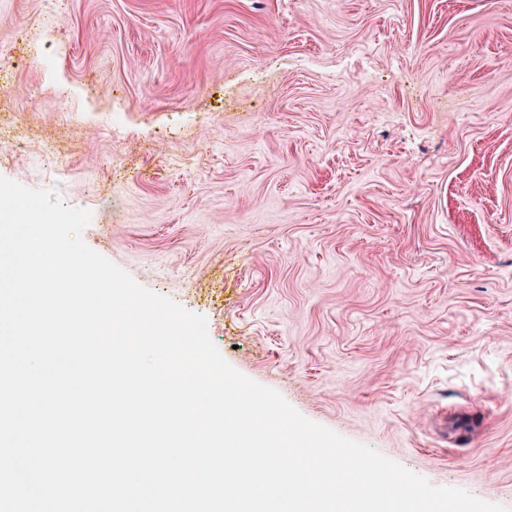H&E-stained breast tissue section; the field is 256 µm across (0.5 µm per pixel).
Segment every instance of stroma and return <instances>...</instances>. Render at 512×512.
<instances>
[{
	"label": "stroma",
	"mask_w": 512,
	"mask_h": 512,
	"mask_svg": "<svg viewBox=\"0 0 512 512\" xmlns=\"http://www.w3.org/2000/svg\"><path fill=\"white\" fill-rule=\"evenodd\" d=\"M0 176L306 418L512 512V0H0Z\"/></svg>",
	"instance_id": "35a3bbf8"
}]
</instances>
